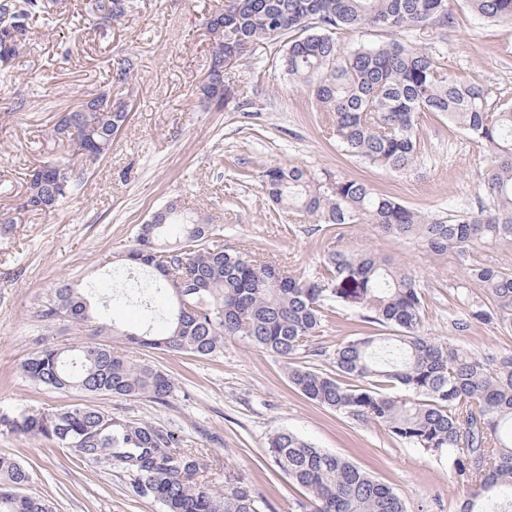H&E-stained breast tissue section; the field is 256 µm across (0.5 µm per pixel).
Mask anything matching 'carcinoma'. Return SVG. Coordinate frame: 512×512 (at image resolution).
I'll return each instance as SVG.
<instances>
[{
    "label": "carcinoma",
    "mask_w": 512,
    "mask_h": 512,
    "mask_svg": "<svg viewBox=\"0 0 512 512\" xmlns=\"http://www.w3.org/2000/svg\"><path fill=\"white\" fill-rule=\"evenodd\" d=\"M488 23L512 25V0H466ZM58 0H0V68L9 66L29 37L30 21L48 14ZM131 0H90L91 13L116 20ZM207 27L212 56L224 66L263 44L283 42L284 73L308 89L316 112L330 114L332 136L351 156L394 172L417 158L420 118L436 114L460 128L485 150V177L475 207L446 220L425 216L365 182L269 166L262 189L285 211L306 214L318 224H370L395 240H411L436 255H452L463 276L452 288L467 306L455 323L512 329V271L474 260L490 247L512 245V104L489 102L483 86L448 75L432 53L407 42L359 47L346 52L334 33L367 28L394 31L452 27L450 0H224ZM204 99L236 101L245 114L258 103L223 78L199 86ZM127 119L124 102L105 89L63 113L54 136L73 145L87 161L103 157L114 131ZM82 183L69 162L46 161L26 180L21 208L54 210ZM161 224L140 228L121 256L152 278L116 289L112 303L144 308L167 331L126 333L93 321L83 289L68 280L51 288L40 311L44 321L94 328L126 345L86 342L45 345L20 366L31 382L89 397L145 398L167 405L175 379L137 356L142 348L198 358L223 353L224 339L237 338L286 360L288 380L310 401L363 422L428 453L445 455L457 485L470 491L463 512H489L485 501L512 490V354L474 357L421 333L423 298L415 277L372 251H333L319 274L304 278L248 253L224 248L214 225L167 204ZM479 288L476 295L472 289ZM167 291L171 304L152 307V294ZM357 300L364 322L393 329L390 337L355 334L336 347L334 373L318 371L301 357L318 354L328 321V301ZM14 432L42 436L69 448L85 464L120 467L133 492L159 501L165 512H263V503L238 476H224L212 489L202 453L184 444L176 430L147 421L114 417L89 404L55 410L21 408L5 420ZM267 451L274 464L311 496L312 512H405L402 495L353 463L315 447L288 430L274 433ZM28 469L0 456V512H53L50 501L25 492Z\"/></svg>",
    "instance_id": "obj_1"
}]
</instances>
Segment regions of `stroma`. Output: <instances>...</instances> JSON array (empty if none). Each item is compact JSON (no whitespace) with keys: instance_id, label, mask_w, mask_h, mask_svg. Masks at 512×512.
<instances>
[{"instance_id":"stroma-1","label":"stroma","mask_w":512,"mask_h":512,"mask_svg":"<svg viewBox=\"0 0 512 512\" xmlns=\"http://www.w3.org/2000/svg\"><path fill=\"white\" fill-rule=\"evenodd\" d=\"M89 0H60L56 15L33 24L26 46L0 72V415L27 407L51 410L83 402L82 394L34 384L19 370L44 344L93 341L90 331L41 320L52 285L67 279L107 293L112 263L132 245L138 227L169 201L198 212L220 230L229 249L319 272L328 252L373 250L408 269L424 301V336L480 357L512 354V331L484 325L453 328L466 308L453 295L462 272L449 255L438 256L408 241L384 238L368 224L331 229L307 216L283 213L264 193V167L298 166L363 181L379 193L428 216L447 217L470 205L482 185L484 149L463 131L429 114L420 127L415 165L391 173L349 156L328 133L326 113L313 111L308 92L289 84L277 43L257 49L228 70L231 82L260 110L245 118L234 106H202L198 86L212 42L205 16L224 0H135L117 20L94 18ZM457 25L421 33L339 30L337 43L362 45L412 41L439 57L455 79L482 85L492 98L512 94V28L492 27L463 0H452ZM131 57V80L112 88L129 116L101 160L82 166L83 186L55 211L21 210L31 169L68 160L67 143L52 134L61 113L99 93L108 68ZM376 333L357 305L340 302L319 338L324 353L311 357L331 370L328 353L357 332ZM146 357L174 377L177 391L161 406L141 398L98 396L92 403L112 415L180 431L205 460L220 461L265 502L264 512H310L307 492L294 485L267 455V440L287 429L316 447L353 462L396 488L407 512H460L463 492L447 457L394 438L381 426L325 409L295 391L284 360L228 339L224 353L196 358L160 350ZM29 469L28 493L52 499L56 512H163L159 502L129 491L119 467L77 462L70 450L42 437L0 425V456Z\"/></svg>"}]
</instances>
